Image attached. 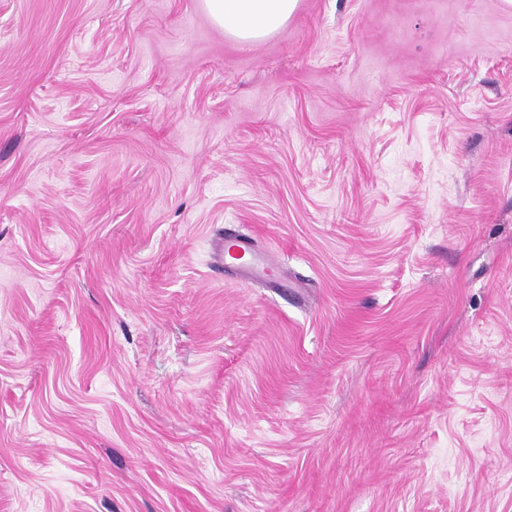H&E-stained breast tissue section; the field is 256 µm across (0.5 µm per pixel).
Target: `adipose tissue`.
Segmentation results:
<instances>
[{"label":"adipose tissue","mask_w":512,"mask_h":512,"mask_svg":"<svg viewBox=\"0 0 512 512\" xmlns=\"http://www.w3.org/2000/svg\"><path fill=\"white\" fill-rule=\"evenodd\" d=\"M299 0H203L211 20L240 40H258L284 26Z\"/></svg>","instance_id":"adipose-tissue-1"}]
</instances>
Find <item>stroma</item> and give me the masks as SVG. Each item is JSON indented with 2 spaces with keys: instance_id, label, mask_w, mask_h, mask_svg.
<instances>
[{
  "instance_id": "stroma-1",
  "label": "stroma",
  "mask_w": 512,
  "mask_h": 512,
  "mask_svg": "<svg viewBox=\"0 0 512 512\" xmlns=\"http://www.w3.org/2000/svg\"><path fill=\"white\" fill-rule=\"evenodd\" d=\"M0 512H512V8L0 0ZM211 20L240 40H258L284 26L299 0H203Z\"/></svg>"
}]
</instances>
